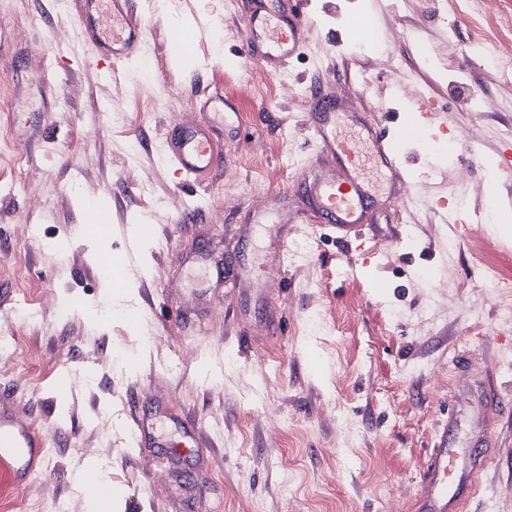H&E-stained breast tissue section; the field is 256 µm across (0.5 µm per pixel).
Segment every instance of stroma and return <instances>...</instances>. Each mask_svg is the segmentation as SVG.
<instances>
[{"instance_id": "1", "label": "stroma", "mask_w": 512, "mask_h": 512, "mask_svg": "<svg viewBox=\"0 0 512 512\" xmlns=\"http://www.w3.org/2000/svg\"><path fill=\"white\" fill-rule=\"evenodd\" d=\"M147 18L139 58L116 71L72 64L74 26L67 0H0V289L9 310L0 337L14 341L10 370L0 373L15 412L54 434L45 471L28 483L14 512H51L66 504L85 512L77 477L104 461L108 512H412L411 504L458 393L465 360L483 381L512 392V329L497 318L503 297L476 272L468 237L443 223L435 205L463 201L466 212L512 221V188L490 187L512 140V80L473 48L471 29L452 22L448 0H310V29L285 75L241 54L239 0H139ZM374 11L376 29L364 52H351L350 24ZM188 39L165 51L166 31ZM415 85L448 115L447 129L420 123L422 140L482 130L471 153L427 155L409 146L408 178L393 186L366 158L373 185L364 246L342 242L309 215L302 186L317 159L305 126L312 88L337 100L336 131L361 137L360 122L397 113L417 122ZM224 94V139L234 144L209 188L176 184L158 149L163 132L195 112L200 90ZM496 101L473 110L470 91ZM36 171V194L19 193L22 172ZM153 173L149 190L140 175ZM288 205L289 239L308 254L288 263L287 288L266 306L247 281L225 283L189 320H167L160 303L194 304L208 286L203 270L163 264L152 225L169 226L167 243L189 249L221 234L217 253L262 249L235 229L249 212L275 200ZM112 219L108 236L88 226ZM37 234L14 252L17 225ZM372 254L348 273L346 258ZM129 266L127 312L95 314L111 293L95 275L105 253ZM389 283L377 292L375 283ZM158 307L142 306L143 288ZM36 310L24 319V305ZM67 315H60V308ZM136 359L138 372L112 366L113 349ZM193 360L180 371L167 360ZM99 371L86 381V364ZM187 412L211 439L179 455L170 427L129 443L132 400ZM348 436H340L341 426ZM496 453L467 512H512V412L494 430ZM93 444L97 453H82ZM201 489L187 504L179 483Z\"/></svg>"}]
</instances>
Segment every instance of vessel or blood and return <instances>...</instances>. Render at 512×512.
I'll return each mask as SVG.
<instances>
[{
    "label": "vessel or blood",
    "mask_w": 512,
    "mask_h": 512,
    "mask_svg": "<svg viewBox=\"0 0 512 512\" xmlns=\"http://www.w3.org/2000/svg\"><path fill=\"white\" fill-rule=\"evenodd\" d=\"M272 0H245L247 12L243 50L245 56L281 71L298 52L307 30V0H288V10L277 13ZM76 34L94 51V64L110 65L130 60L141 53L145 20L137 0H71ZM202 118L179 123L162 137L163 157L181 179L205 188L214 170L224 160V141L216 135L214 113L223 111L224 95L209 90L197 97ZM319 148V160L304 189L309 204L323 215L326 225L339 238H361L369 227V194L355 174L362 155L358 142H340L330 128L329 117L309 121ZM414 126L392 119L389 125L374 129L372 141L381 162L399 171L406 157L407 143L417 136ZM198 264H213L217 280L251 278L256 287L268 288L265 266L284 268V241L270 239L264 262L245 255L210 261L208 249L194 258ZM454 429L442 430L437 448L421 480L414 503L415 512H461L463 503L475 494L485 473L483 458L471 456L468 464L459 461L454 446ZM52 436L35 422L19 417L8 395H0V460L8 465L12 484L26 483L39 476L46 464V450Z\"/></svg>",
    "instance_id": "vessel-or-blood-1"
}]
</instances>
